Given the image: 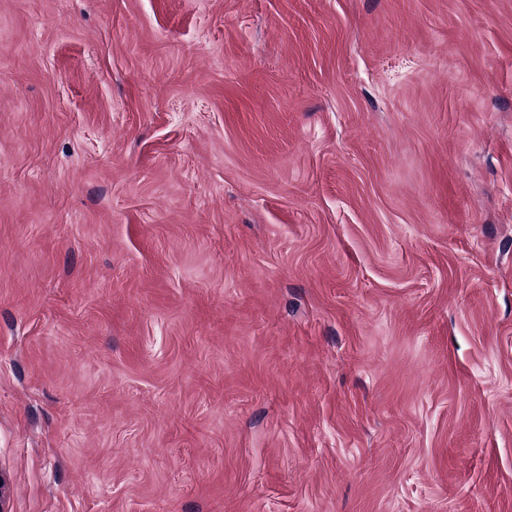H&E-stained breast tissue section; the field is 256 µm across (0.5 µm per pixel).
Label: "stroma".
<instances>
[{
	"label": "stroma",
	"mask_w": 512,
	"mask_h": 512,
	"mask_svg": "<svg viewBox=\"0 0 512 512\" xmlns=\"http://www.w3.org/2000/svg\"><path fill=\"white\" fill-rule=\"evenodd\" d=\"M0 512H512V0H0Z\"/></svg>",
	"instance_id": "1"
}]
</instances>
